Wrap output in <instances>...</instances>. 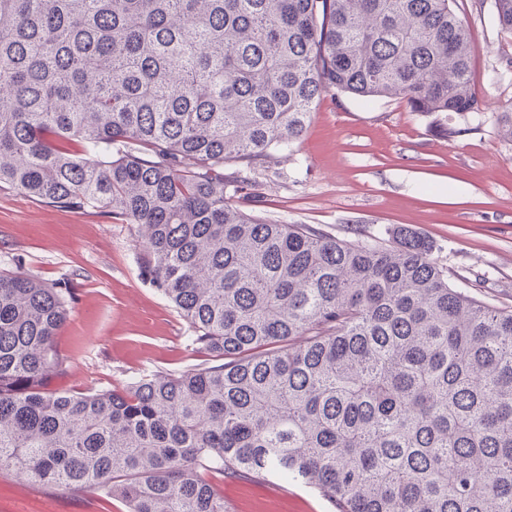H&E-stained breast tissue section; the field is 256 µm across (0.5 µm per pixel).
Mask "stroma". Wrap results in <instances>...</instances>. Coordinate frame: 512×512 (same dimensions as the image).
<instances>
[{"mask_svg":"<svg viewBox=\"0 0 512 512\" xmlns=\"http://www.w3.org/2000/svg\"><path fill=\"white\" fill-rule=\"evenodd\" d=\"M472 37L480 111H411L399 99L371 104L323 93L303 137L254 165L225 166L254 183L239 206L346 240L387 244L404 226L426 236L450 281L512 311V142L498 116L512 109V33L494 21L493 0H455ZM447 123L452 136L439 133ZM134 225L111 211L59 208L0 192V269L21 266L69 289L70 316L56 338L71 361L60 390L112 389L142 376L201 363L192 330L142 274ZM233 512H337L304 483L272 475L225 480ZM0 512H101L95 497L48 489L0 472Z\"/></svg>","mask_w":512,"mask_h":512,"instance_id":"obj_1","label":"stroma"}]
</instances>
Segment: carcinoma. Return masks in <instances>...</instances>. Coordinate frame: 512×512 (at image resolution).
Masks as SVG:
<instances>
[{"label":"carcinoma","instance_id":"cac0c4a2","mask_svg":"<svg viewBox=\"0 0 512 512\" xmlns=\"http://www.w3.org/2000/svg\"><path fill=\"white\" fill-rule=\"evenodd\" d=\"M454 0H0V190L139 229L205 356L58 391L70 292L0 270V471L129 512H232L211 476L301 480L338 512H512V311L394 245L267 220L224 164L329 90L478 110ZM512 32V0H494Z\"/></svg>","mask_w":512,"mask_h":512}]
</instances>
